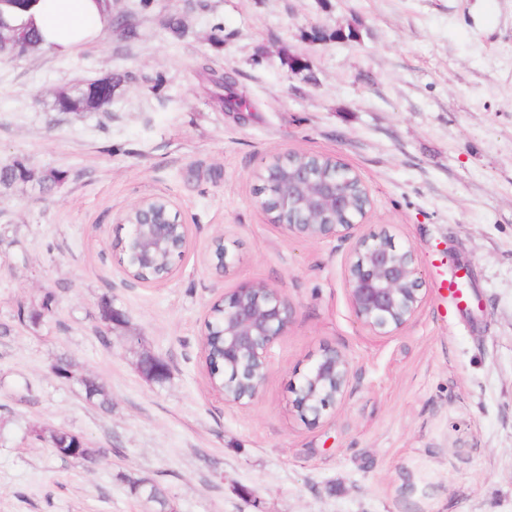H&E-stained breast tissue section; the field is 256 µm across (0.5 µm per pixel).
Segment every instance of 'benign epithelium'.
Returning a JSON list of instances; mask_svg holds the SVG:
<instances>
[{"label": "benign epithelium", "instance_id": "1", "mask_svg": "<svg viewBox=\"0 0 512 512\" xmlns=\"http://www.w3.org/2000/svg\"><path fill=\"white\" fill-rule=\"evenodd\" d=\"M1 46L17 59L37 50V45L0 13ZM94 83L98 87L99 106H109L110 76L97 78ZM261 192L265 195L260 201L261 208L272 214L273 222L289 237H344L356 225L352 220L345 224L321 223L320 218L327 211L348 210L350 195L346 182L321 179L308 167L296 166L280 174L276 164H271ZM150 202L151 199L144 198L121 215L119 224L127 227L125 236L112 241V246L119 247L124 274L135 282L138 278L128 269V257L140 264L151 262L155 252L170 243L173 224L182 228L175 253H181L187 242L186 225L172 203L159 211L150 207ZM346 287L356 319L377 336H391L402 330L426 299L414 249L399 250L381 235L355 240L346 263ZM217 306L224 310V370L235 369L246 360L253 364L252 395L246 400L226 395L224 400L246 406L256 398L267 376L268 351L287 333L292 308L279 289L253 282H243L224 293ZM353 376L351 362L343 350H322L294 388L296 407L302 416L319 420L327 406L317 400L318 392L331 383L332 401L340 400L347 394Z\"/></svg>", "mask_w": 512, "mask_h": 512}]
</instances>
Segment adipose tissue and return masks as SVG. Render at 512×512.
<instances>
[{"instance_id":"adipose-tissue-1","label":"adipose tissue","mask_w":512,"mask_h":512,"mask_svg":"<svg viewBox=\"0 0 512 512\" xmlns=\"http://www.w3.org/2000/svg\"><path fill=\"white\" fill-rule=\"evenodd\" d=\"M31 17L44 47L60 55L94 41L110 22L98 0H37Z\"/></svg>"}]
</instances>
